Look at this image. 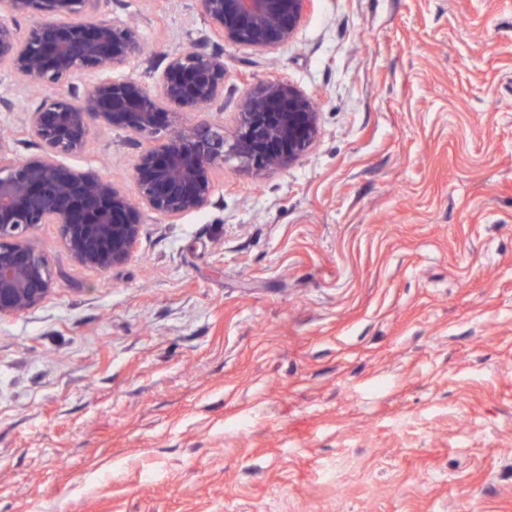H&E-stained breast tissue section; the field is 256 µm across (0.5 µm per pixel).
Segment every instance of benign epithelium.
I'll return each instance as SVG.
<instances>
[{
	"label": "benign epithelium",
	"instance_id": "benign-epithelium-1",
	"mask_svg": "<svg viewBox=\"0 0 512 512\" xmlns=\"http://www.w3.org/2000/svg\"><path fill=\"white\" fill-rule=\"evenodd\" d=\"M0 2L34 17L23 34L0 21V65L27 87L66 88L27 112L39 154L12 158L0 140V316L28 311L52 290L49 264L32 239L37 226L59 225L78 262L106 271L131 256L142 209L175 220L206 207L226 152L259 173L295 162L317 137L312 99L282 78L259 82L243 99L231 138L218 125L185 127L181 112L200 111L223 94V56L200 48L173 55L150 91L118 74L140 41L125 22L99 16L100 0ZM309 3L198 0V7L219 38L273 52L293 38ZM87 73L101 78L76 92L73 80ZM97 126L151 141L134 170L136 199L106 177L60 162L81 152Z\"/></svg>",
	"mask_w": 512,
	"mask_h": 512
}]
</instances>
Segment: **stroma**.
Instances as JSON below:
<instances>
[{
    "label": "stroma",
    "mask_w": 512,
    "mask_h": 512,
    "mask_svg": "<svg viewBox=\"0 0 512 512\" xmlns=\"http://www.w3.org/2000/svg\"><path fill=\"white\" fill-rule=\"evenodd\" d=\"M155 87L187 48L233 132L270 77L318 106L291 165L226 158L202 210H143L129 260L34 240L51 295L0 316V512H512V0H312L266 53L195 0H105ZM0 128L43 95L0 67ZM145 139L65 165L133 191Z\"/></svg>",
    "instance_id": "stroma-1"
}]
</instances>
